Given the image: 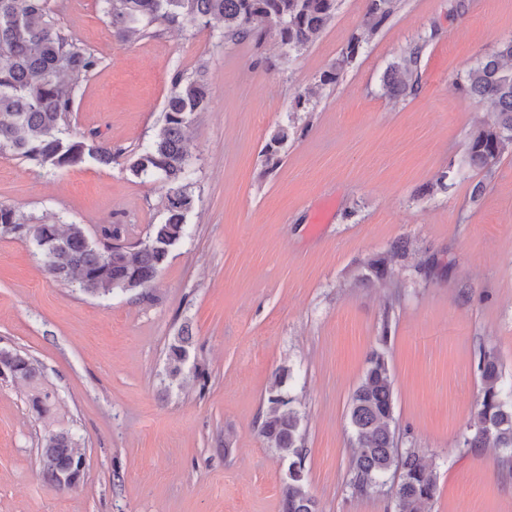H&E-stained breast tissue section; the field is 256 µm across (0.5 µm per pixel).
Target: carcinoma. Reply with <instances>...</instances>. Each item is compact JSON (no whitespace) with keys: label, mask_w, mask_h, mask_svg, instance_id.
Masks as SVG:
<instances>
[{"label":"carcinoma","mask_w":512,"mask_h":512,"mask_svg":"<svg viewBox=\"0 0 512 512\" xmlns=\"http://www.w3.org/2000/svg\"><path fill=\"white\" fill-rule=\"evenodd\" d=\"M113 36L126 42L152 26L183 29L224 22L222 41H258L263 32L251 27L264 20L273 25L285 52L305 47L320 33L336 10V0H103ZM397 0H368L365 24L374 33L394 13ZM420 49L415 47L383 74L392 99L418 90L413 79ZM100 65V59L56 27L50 0H0V153L32 161L49 173L86 162L109 166L117 160L112 148L93 136L70 129L75 90ZM463 90L474 100L490 104L495 121L471 137L467 158L471 166L492 171L512 150V39L502 42L465 75ZM210 89L203 71L176 74L165 101L163 124L155 138L126 160L135 178L159 176L167 185L166 217L150 225L146 237L121 242L123 224L104 225L92 239L80 224L60 230L56 224H35L12 205L0 203V233L30 238L42 256L47 275L58 282H77L94 297L135 292L144 297L173 246L189 234L187 214L194 198L189 191L187 132L192 116L208 110ZM288 129H279L265 146L266 160L279 163V147ZM367 281H384L388 258L371 257L365 264ZM190 337L179 336L168 348L169 376L182 374ZM481 396L463 440L466 448L491 443L512 463V388L502 383L494 353L482 350L477 364ZM33 382L39 369L29 357L0 352V376ZM278 373L268 390V409L259 430L268 446L288 462L282 488V512H318L307 489L301 445V421L295 398L282 392ZM353 447L351 487L359 495L380 491L391 472L398 475L396 512H423L438 490L436 470L414 448L401 449L396 436L393 378L386 353L373 351L349 402ZM67 431L44 437L40 457L44 481L55 489L79 479V456Z\"/></svg>","instance_id":"carcinoma-1"}]
</instances>
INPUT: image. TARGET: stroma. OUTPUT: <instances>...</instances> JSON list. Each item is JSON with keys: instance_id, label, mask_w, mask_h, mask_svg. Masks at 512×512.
Wrapping results in <instances>:
<instances>
[{"instance_id": "stroma-1", "label": "stroma", "mask_w": 512, "mask_h": 512, "mask_svg": "<svg viewBox=\"0 0 512 512\" xmlns=\"http://www.w3.org/2000/svg\"><path fill=\"white\" fill-rule=\"evenodd\" d=\"M51 5L58 28L101 59L70 126L117 160L50 174L0 154V202L92 237L122 224L145 238L165 218L166 187L125 161L154 139L176 73L205 68L211 100L188 131L189 235L149 298L49 280L30 240L0 234V351L37 360L52 403L38 417L29 387L0 377V512H282L287 464L258 423L284 370L318 512H394L397 477L367 496L350 486L348 407L377 349L399 445L439 475L425 512H512L501 451L463 445L480 350L512 385V152L489 172L469 166L468 142L493 114L461 88L512 38V0H398L327 86L320 76L363 33L367 0H336L318 37L288 54L272 29L219 43L216 22L156 25L121 45L102 0ZM414 47L419 89L392 101L382 76ZM282 127L273 167L264 147ZM398 238L406 257L385 282L363 281L365 261ZM185 325L193 342L173 383L168 347ZM50 430L78 443L75 486L42 477Z\"/></svg>"}]
</instances>
